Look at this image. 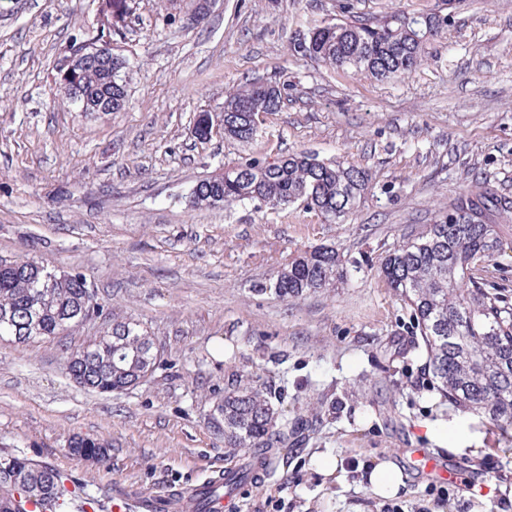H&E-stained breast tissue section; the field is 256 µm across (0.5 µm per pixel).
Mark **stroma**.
Here are the masks:
<instances>
[{"mask_svg":"<svg viewBox=\"0 0 512 512\" xmlns=\"http://www.w3.org/2000/svg\"><path fill=\"white\" fill-rule=\"evenodd\" d=\"M341 2L215 0L188 28L168 0H132L112 37L130 63V103L90 115L60 94L58 68L96 35L99 0H0V258L83 273L102 302L63 339L0 341V451L101 500L187 486L227 457L214 404L258 385L297 432L238 512H383L363 482L382 461L403 472L400 512H512V438L438 390L409 309L378 275L404 234L443 220L470 185L512 202V0H352L349 13ZM395 13L448 19L404 78L290 51L316 26ZM252 78L284 88L282 107L250 142L198 140L199 113L223 111L225 92ZM302 150L369 170L354 211L330 223L299 203L189 205L225 164ZM494 221L503 247L476 277L512 302V213ZM321 245L338 250L341 281L290 301L260 292ZM115 320L147 330L161 364L99 394L69 379L62 352ZM440 426L449 443L436 440ZM75 435L109 443L108 462L72 455ZM415 448L454 465L460 483L432 493ZM322 453L342 463L332 477L315 470Z\"/></svg>","mask_w":512,"mask_h":512,"instance_id":"1","label":"stroma"}]
</instances>
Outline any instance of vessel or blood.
Returning a JSON list of instances; mask_svg holds the SVG:
<instances>
[{
  "label": "vessel or blood",
  "mask_w": 512,
  "mask_h": 512,
  "mask_svg": "<svg viewBox=\"0 0 512 512\" xmlns=\"http://www.w3.org/2000/svg\"><path fill=\"white\" fill-rule=\"evenodd\" d=\"M412 455L418 469L440 482L452 483L455 473L425 454L413 449ZM239 492L225 493L224 476L216 474L189 487H172L158 494H119L125 512H236Z\"/></svg>",
  "instance_id": "1"
}]
</instances>
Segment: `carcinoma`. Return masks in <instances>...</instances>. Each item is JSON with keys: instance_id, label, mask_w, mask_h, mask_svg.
Wrapping results in <instances>:
<instances>
[{"instance_id": "1", "label": "carcinoma", "mask_w": 512, "mask_h": 512, "mask_svg": "<svg viewBox=\"0 0 512 512\" xmlns=\"http://www.w3.org/2000/svg\"><path fill=\"white\" fill-rule=\"evenodd\" d=\"M393 14L383 21L355 20L315 29L313 42L293 43L298 56L314 58L336 69L354 68L378 80L401 78L422 62L429 37L448 22L431 13L402 22ZM87 111L112 104L122 111L128 102V61L117 55L94 57L78 73ZM283 102L276 83L250 80L226 92L224 137L247 142L256 122ZM368 170L354 164L325 163L316 155L292 153L272 165L249 159L224 168V173L197 182L192 204L232 207L258 201L270 209L301 201L328 221L358 207L368 189ZM508 203L487 189H469L443 221L416 234L405 235L384 257L380 275L413 315L415 334L428 367L448 400L462 411L481 414L512 430V305L489 288L465 284L473 272L502 246L500 227L490 221ZM340 254L330 248L306 251L277 271L260 291L282 299H297L343 278ZM100 311L86 275L52 274L34 260L0 259V336L17 346L55 339ZM158 353L150 336L132 322L102 328L100 335L66 356L65 370L79 385L100 393H118L158 368ZM277 409L260 386L228 389L214 405L211 424L224 434L228 458L224 491L251 479L252 465L239 451L276 455L288 446L293 432L277 428ZM70 451L83 458L104 460L107 445L97 438L74 436ZM8 467L0 468V512H24L31 501L47 503L50 512H63L73 492L56 469L22 455L1 453Z\"/></svg>"}]
</instances>
